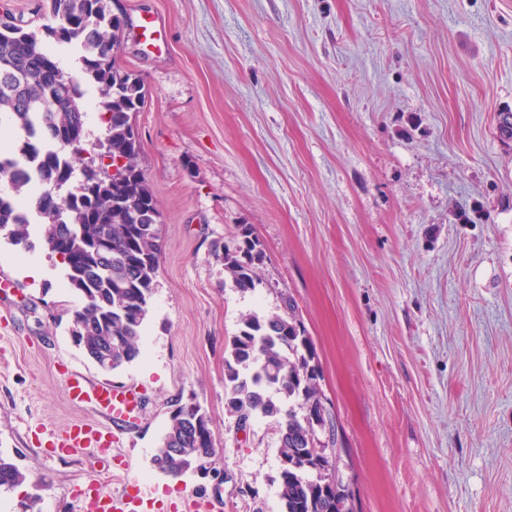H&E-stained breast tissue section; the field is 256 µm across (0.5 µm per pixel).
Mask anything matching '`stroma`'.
Returning <instances> with one entry per match:
<instances>
[{"label": "stroma", "instance_id": "35a3bbf8", "mask_svg": "<svg viewBox=\"0 0 512 512\" xmlns=\"http://www.w3.org/2000/svg\"><path fill=\"white\" fill-rule=\"evenodd\" d=\"M121 66L144 82L133 114L161 212L151 310L132 366L100 370L72 343L79 305L31 224L0 238V451L43 479L18 512H74L84 452L47 458L49 433L97 420L64 376L124 383L139 426L120 432L129 474L211 512H281L275 420L240 427L224 347L243 314L293 297L337 426L356 512H512V0H114ZM156 16L166 47L132 23ZM264 251L261 283L226 287L215 250L237 225ZM211 417L214 479L172 480L152 457L178 399Z\"/></svg>", "mask_w": 512, "mask_h": 512}]
</instances>
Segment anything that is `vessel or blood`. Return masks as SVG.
Wrapping results in <instances>:
<instances>
[{
	"label": "vessel or blood",
	"mask_w": 512,
	"mask_h": 512,
	"mask_svg": "<svg viewBox=\"0 0 512 512\" xmlns=\"http://www.w3.org/2000/svg\"><path fill=\"white\" fill-rule=\"evenodd\" d=\"M139 42L149 51L161 50L163 31L154 17H140L134 26ZM67 396L71 403L89 406L99 415L96 423L75 422L53 434L49 446L55 455L82 449L94 457L115 453L122 430L142 419V403L133 389L109 383H96L73 372L66 378ZM79 512H168L169 504L154 495L132 477H123L119 488L104 489L97 481H87L74 493Z\"/></svg>",
	"instance_id": "vessel-or-blood-1"
}]
</instances>
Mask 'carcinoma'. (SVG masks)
Instances as JSON below:
<instances>
[{
    "instance_id": "1",
    "label": "carcinoma",
    "mask_w": 512,
    "mask_h": 512,
    "mask_svg": "<svg viewBox=\"0 0 512 512\" xmlns=\"http://www.w3.org/2000/svg\"><path fill=\"white\" fill-rule=\"evenodd\" d=\"M113 0H41L46 23L34 29L0 20V115L20 133L12 151L0 150V235L27 248L28 213L40 220L48 251L59 257L80 305L63 309L69 334L94 361L110 347L111 370L141 356L140 341L150 313L159 268L157 201L140 166V143L131 114L146 101L142 79L121 67L125 18ZM71 48L82 81L47 51ZM101 97L105 124L102 150L85 155L87 138L82 83ZM501 138L512 139V110L496 114ZM259 240L245 224L232 244L216 254L224 283L241 293L260 285ZM283 312L242 315L224 350V397L242 422H277L279 495L282 512H353L338 508L340 487L314 481L316 471L336 473L335 424L321 402L320 368L313 343L282 295ZM216 438L200 403L177 401L152 458L155 470L173 478L212 466ZM174 448L184 454L172 453ZM32 482L0 455V495Z\"/></svg>"
}]
</instances>
